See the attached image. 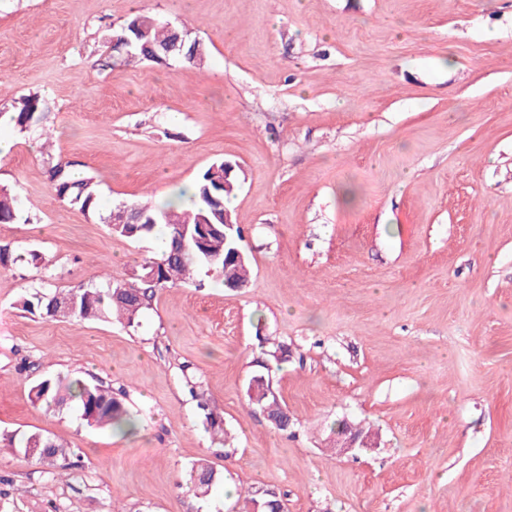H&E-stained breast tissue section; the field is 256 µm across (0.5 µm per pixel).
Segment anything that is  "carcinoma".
<instances>
[{
  "mask_svg": "<svg viewBox=\"0 0 512 512\" xmlns=\"http://www.w3.org/2000/svg\"><path fill=\"white\" fill-rule=\"evenodd\" d=\"M112 51L123 63L132 61L162 62L181 59L201 66L206 59L202 45L168 23H161L145 14L134 15L108 37ZM48 106L38 94L23 97L11 117L14 126L23 131L42 122ZM48 179L55 195L70 206L106 224L111 232L128 238H137L161 227L164 230L162 254L158 261L140 265L131 284L113 283L108 279L97 286L79 289L57 288L49 292L37 291L23 299L22 307L31 313L52 319L102 320L117 319L129 328L139 325L144 309L149 306L157 290L185 283L199 271L205 272L216 282L224 281V250L234 246L224 241L225 202L234 190L224 188V161L211 164L197 178L186 206L175 200L153 205L130 203L108 213L100 212L98 184L95 177L85 175L73 178L75 162L47 154ZM20 214V204L14 190L0 185V224L15 222ZM44 264L46 258L34 251L13 255L0 249V269L16 263ZM287 350L277 346L269 353L268 366L263 368V379L256 387H248L250 402L263 409L267 419L286 421L280 430H288L291 423L288 410L270 391L269 373L272 368L286 361ZM192 394L200 398V405L207 410L206 420L211 427L224 428V417L209 408V400L191 385ZM33 403L48 409L64 410L77 403L82 419L94 426L109 425L116 430H130L134 422L119 394L112 388L79 378L69 379L47 373L30 389ZM0 445L8 447L25 458L53 463L66 458L69 448L55 438L41 433L11 434L0 438ZM191 480L202 495L208 494L219 480L214 468L206 460L198 461L192 468ZM248 504L258 506L259 512H281L282 500L269 489H256L245 497Z\"/></svg>",
  "mask_w": 512,
  "mask_h": 512,
  "instance_id": "carcinoma-1",
  "label": "carcinoma"
}]
</instances>
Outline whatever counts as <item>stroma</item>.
<instances>
[{
    "mask_svg": "<svg viewBox=\"0 0 512 512\" xmlns=\"http://www.w3.org/2000/svg\"><path fill=\"white\" fill-rule=\"evenodd\" d=\"M138 13L205 65L114 61L106 35ZM34 93L51 147L0 125L22 214L0 247L51 264L0 270V435L80 461L57 481L0 451V512H246L247 487L287 512H512V0H0V116ZM50 153L95 177L104 213L236 163L247 286L157 290L133 329L25 311L161 251L61 202ZM262 336L288 348L285 432L248 400ZM49 370L123 391L135 430L33 406ZM345 421L377 447L334 454ZM201 458L222 475L204 497ZM0 445L11 448L15 454L23 455L24 458L33 456V459L52 465L60 457L66 459V455L70 451L54 437L41 433L6 435V437L0 438ZM31 448H37L35 454L30 453Z\"/></svg>",
    "mask_w": 512,
    "mask_h": 512,
    "instance_id": "obj_1",
    "label": "stroma"
}]
</instances>
